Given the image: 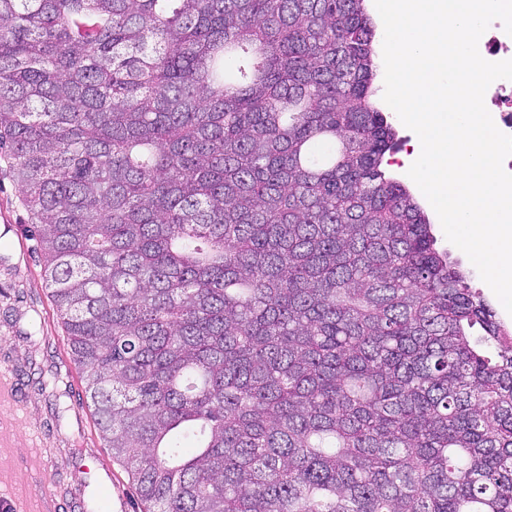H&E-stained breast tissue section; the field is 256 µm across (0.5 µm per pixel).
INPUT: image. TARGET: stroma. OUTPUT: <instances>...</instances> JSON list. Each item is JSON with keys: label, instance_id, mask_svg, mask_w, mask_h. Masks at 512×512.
Segmentation results:
<instances>
[{"label": "stroma", "instance_id": "1", "mask_svg": "<svg viewBox=\"0 0 512 512\" xmlns=\"http://www.w3.org/2000/svg\"><path fill=\"white\" fill-rule=\"evenodd\" d=\"M31 215L0 149V369L10 370L16 397L0 398V491L14 493L17 512L55 496L62 512H144L124 467L112 457L86 409L84 373L42 276L44 255ZM440 248L481 292L498 319L508 314L477 269L442 227Z\"/></svg>", "mask_w": 512, "mask_h": 512}]
</instances>
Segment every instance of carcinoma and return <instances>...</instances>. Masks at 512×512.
Wrapping results in <instances>:
<instances>
[{
  "mask_svg": "<svg viewBox=\"0 0 512 512\" xmlns=\"http://www.w3.org/2000/svg\"><path fill=\"white\" fill-rule=\"evenodd\" d=\"M365 0H0V143L147 512H512V331L387 170Z\"/></svg>",
  "mask_w": 512,
  "mask_h": 512,
  "instance_id": "1",
  "label": "carcinoma"
}]
</instances>
